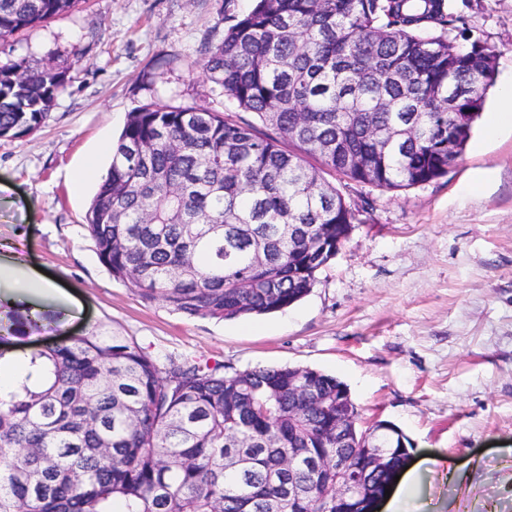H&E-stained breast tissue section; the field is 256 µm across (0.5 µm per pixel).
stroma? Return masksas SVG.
Listing matches in <instances>:
<instances>
[{
    "label": "stroma",
    "instance_id": "obj_1",
    "mask_svg": "<svg viewBox=\"0 0 512 512\" xmlns=\"http://www.w3.org/2000/svg\"><path fill=\"white\" fill-rule=\"evenodd\" d=\"M253 0H81L72 12L0 43L70 70L46 123L0 138V264L44 270L81 309L40 343L94 327L160 358L225 371L304 367L348 388L362 424L409 438L424 470L409 512H512V133L478 121L448 174L409 190L344 189L358 221L311 292L273 314L188 318L141 301L100 263L85 213L98 186L71 172L116 140L128 115L155 102L229 105L202 74L207 44ZM451 39L497 55L512 80V0H452ZM454 478H446V470Z\"/></svg>",
    "mask_w": 512,
    "mask_h": 512
}]
</instances>
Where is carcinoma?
<instances>
[{
    "label": "carcinoma",
    "instance_id": "obj_1",
    "mask_svg": "<svg viewBox=\"0 0 512 512\" xmlns=\"http://www.w3.org/2000/svg\"><path fill=\"white\" fill-rule=\"evenodd\" d=\"M80 0H0V40ZM450 0H254L205 47L204 74L253 119L196 106L129 113L85 220L102 264L147 303L232 320L305 297L353 230L328 180L399 191L445 176L471 139L496 54L447 35ZM69 70L23 57L0 64V137L48 119ZM413 135L375 155L373 130ZM458 139L448 151V138ZM266 253L262 265L254 252ZM10 335L37 321L8 314ZM25 378L0 397V512H347L301 465L288 499V453L336 452V377L308 368L224 373L165 364L123 336L91 329L35 347ZM313 376L300 400L288 375ZM364 431L344 452L352 495L368 512L407 462L409 442L382 436L368 468Z\"/></svg>",
    "mask_w": 512,
    "mask_h": 512
}]
</instances>
